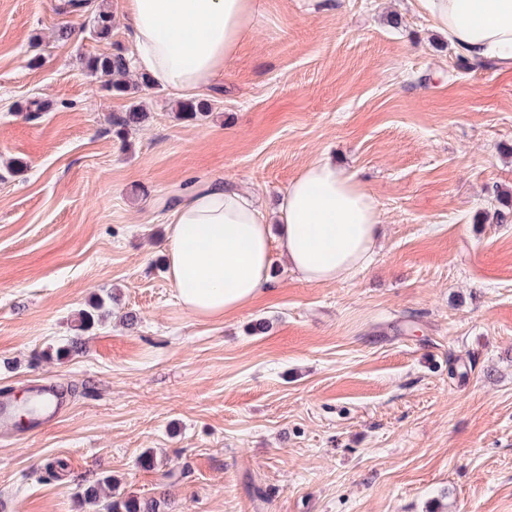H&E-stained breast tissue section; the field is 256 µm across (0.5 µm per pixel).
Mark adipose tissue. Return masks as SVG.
Here are the masks:
<instances>
[{"label": "adipose tissue", "mask_w": 512, "mask_h": 512, "mask_svg": "<svg viewBox=\"0 0 512 512\" xmlns=\"http://www.w3.org/2000/svg\"><path fill=\"white\" fill-rule=\"evenodd\" d=\"M469 58L512 62V0H421ZM132 70L196 95L216 85L261 15L260 0H124ZM381 213L355 174L328 158L305 163L273 209L215 178L177 200L167 275L190 313L221 318L269 289L273 256L312 284L352 277L373 259Z\"/></svg>", "instance_id": "ef3b65f1"}]
</instances>
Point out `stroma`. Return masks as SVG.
<instances>
[{
	"label": "stroma",
	"mask_w": 512,
	"mask_h": 512,
	"mask_svg": "<svg viewBox=\"0 0 512 512\" xmlns=\"http://www.w3.org/2000/svg\"><path fill=\"white\" fill-rule=\"evenodd\" d=\"M111 4L99 42L57 0H0V161L23 164L0 176V395L69 400L0 425V512H89L105 471L164 512H512V223L483 220L512 199V64L470 60L416 0H262L211 116L179 121L176 94L85 71L133 50ZM133 102L151 118L124 144L108 118ZM324 155L377 202L372 264L310 284L276 256L250 304L189 313L170 197L221 176L271 205ZM106 301L103 298H99L96 301L90 303L87 308L81 309L78 312V325L79 331H85L92 327L96 321L102 319L108 314L106 309Z\"/></svg>",
	"instance_id": "obj_1"
}]
</instances>
